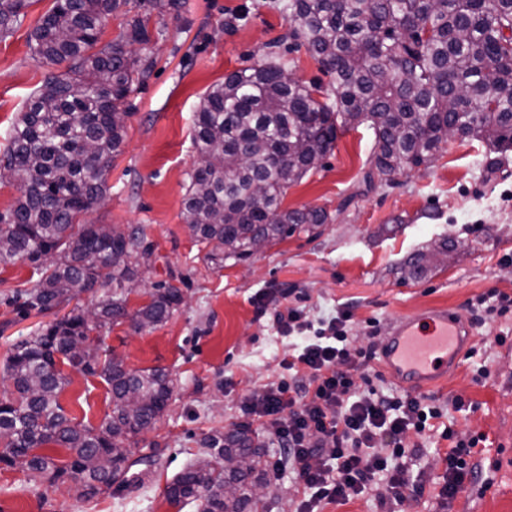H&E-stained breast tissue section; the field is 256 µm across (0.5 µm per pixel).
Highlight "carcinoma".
Segmentation results:
<instances>
[{"mask_svg": "<svg viewBox=\"0 0 512 512\" xmlns=\"http://www.w3.org/2000/svg\"><path fill=\"white\" fill-rule=\"evenodd\" d=\"M28 0H0V35L22 24ZM128 0H55L33 28L29 47L48 71L30 95L0 153V175L19 186L13 209L0 214V263L51 260L42 276L18 294V307L39 313L67 305L87 285L91 305L74 307L33 336L12 345L4 372L15 397L0 399V435L10 441L0 461L69 478L83 496L126 480L135 462L128 445L151 429L170 398L162 368L130 372L109 358L101 363L90 332L122 319L154 328L182 303L180 289L160 285L150 302L127 310L122 283L135 280L151 254L138 227L77 224L106 192L111 161L126 137L121 109L152 62L134 45L151 37L148 18L128 19L119 39L97 47L101 24ZM149 10L178 16L184 0H148ZM289 37L330 77L320 101L299 80L283 76L284 56L224 76L196 112L195 167L181 217L192 235L213 245L212 256L244 259L253 244H269L327 223L322 209H283L288 187L317 168L338 134L362 124L374 130L376 151L361 183L391 182L426 164L452 138L512 149V0H288ZM448 257L442 241L404 264L419 280ZM84 343L80 354L70 344ZM99 376L109 386L112 412L94 427L74 422L59 401L71 384L61 366ZM142 402L133 405L129 394ZM63 448L70 461L56 466L45 452ZM203 457L167 486L174 506L195 502L198 512H246L247 480L258 451L246 426L203 438ZM247 459L229 470L227 458Z\"/></svg>", "mask_w": 512, "mask_h": 512, "instance_id": "cac0c4a2", "label": "carcinoma"}]
</instances>
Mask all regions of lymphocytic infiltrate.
<instances>
[{"label": "lymphocytic infiltrate", "instance_id": "obj_1", "mask_svg": "<svg viewBox=\"0 0 512 512\" xmlns=\"http://www.w3.org/2000/svg\"><path fill=\"white\" fill-rule=\"evenodd\" d=\"M348 313L319 321L304 309L275 310L283 336L297 338L296 353L284 366L286 378L264 385L243 403V412L275 437L283 458L304 488L295 512H321L323 503L346 502L380 481V501H402L411 483L408 463L416 455L408 434L434 431L441 407L426 396L377 392L367 354L348 345ZM448 449L442 458L441 496L463 490L475 469L466 457L478 437L440 431Z\"/></svg>", "mask_w": 512, "mask_h": 512}]
</instances>
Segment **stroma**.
Instances as JSON below:
<instances>
[{
  "label": "stroma",
  "instance_id": "35a3bbf8",
  "mask_svg": "<svg viewBox=\"0 0 512 512\" xmlns=\"http://www.w3.org/2000/svg\"><path fill=\"white\" fill-rule=\"evenodd\" d=\"M286 2L185 0L180 17L152 14L153 40L143 52L152 68L124 104L126 139L108 171L105 201L78 221L142 228L152 256L124 286L129 311L147 304L155 285L181 289L184 303L155 328L139 332L125 320L92 332L100 355L127 370L165 369L171 397L154 428L132 444L137 464L126 484L85 498L71 481L53 483L0 462V512H197L193 504L170 506L167 485L200 457L206 435L246 423L262 453L251 512H293L302 489L290 470L275 469L279 448L242 410L246 397L285 376L283 362L293 353L258 302L270 308L284 299L314 320L350 312L348 342L370 353L377 369L395 318L433 307L467 318L489 291L512 296V151L492 171L487 164L496 156L479 141L449 140L428 164L361 193L375 148L364 124L340 133L320 167L283 198L286 209L326 210L329 219L316 231L295 232L240 261L212 260L211 246L192 236L181 211L196 158L193 119L205 91L230 72L265 63L277 39L300 81L329 84L306 49L288 39ZM54 3L30 0L23 23L0 38V148L43 78L28 40ZM448 238L457 244L451 259L424 279H405L410 256ZM38 277L29 261L0 263V363L12 344L55 318L21 314L12 300ZM70 377L61 404L77 422L99 425L112 410L108 385L96 375ZM430 393L459 435L479 437L470 454L476 478L456 497L442 498L444 466L435 441L426 439L411 468L421 492L383 505L371 486L323 512H512V315L474 328L459 366ZM458 398L459 411L452 407ZM146 455L156 464L140 465Z\"/></svg>",
  "mask_w": 512,
  "mask_h": 512
}]
</instances>
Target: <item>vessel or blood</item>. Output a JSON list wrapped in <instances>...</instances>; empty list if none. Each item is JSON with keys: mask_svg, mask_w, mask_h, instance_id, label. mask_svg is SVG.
I'll use <instances>...</instances> for the list:
<instances>
[{"mask_svg": "<svg viewBox=\"0 0 512 512\" xmlns=\"http://www.w3.org/2000/svg\"><path fill=\"white\" fill-rule=\"evenodd\" d=\"M471 334L470 324L445 308L399 317L381 349L383 366L409 391L430 388L455 369Z\"/></svg>", "mask_w": 512, "mask_h": 512, "instance_id": "1", "label": "vessel or blood"}]
</instances>
